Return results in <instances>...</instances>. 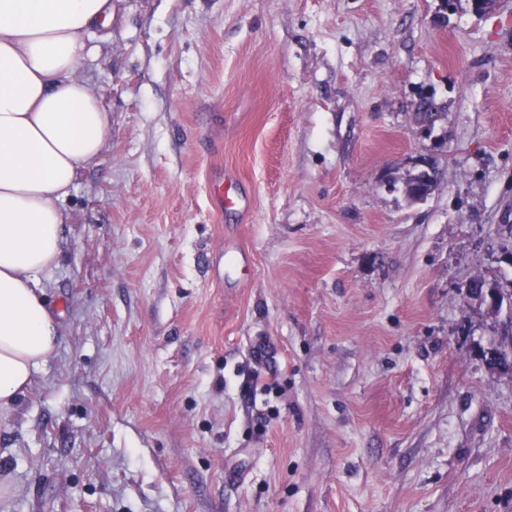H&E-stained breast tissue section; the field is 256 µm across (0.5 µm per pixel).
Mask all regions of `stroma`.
Here are the masks:
<instances>
[{
  "label": "stroma",
  "instance_id": "obj_1",
  "mask_svg": "<svg viewBox=\"0 0 512 512\" xmlns=\"http://www.w3.org/2000/svg\"><path fill=\"white\" fill-rule=\"evenodd\" d=\"M454 3L112 0L0 512H512V307L467 291L512 282V0Z\"/></svg>",
  "mask_w": 512,
  "mask_h": 512
}]
</instances>
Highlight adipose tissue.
Here are the masks:
<instances>
[{"instance_id":"adipose-tissue-1","label":"adipose tissue","mask_w":512,"mask_h":512,"mask_svg":"<svg viewBox=\"0 0 512 512\" xmlns=\"http://www.w3.org/2000/svg\"><path fill=\"white\" fill-rule=\"evenodd\" d=\"M110 0H0V411L55 352L61 322L43 282L58 267L63 202L111 129L76 71Z\"/></svg>"}]
</instances>
